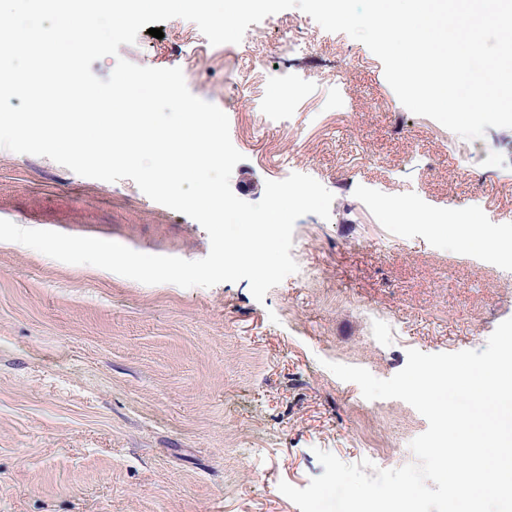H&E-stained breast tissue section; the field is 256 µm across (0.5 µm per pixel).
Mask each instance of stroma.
<instances>
[{
    "instance_id": "35a3bbf8",
    "label": "stroma",
    "mask_w": 512,
    "mask_h": 512,
    "mask_svg": "<svg viewBox=\"0 0 512 512\" xmlns=\"http://www.w3.org/2000/svg\"><path fill=\"white\" fill-rule=\"evenodd\" d=\"M305 25L309 53L282 58L283 31ZM163 38L140 31L117 59L180 68L190 92L224 105L244 156L230 178L255 203L266 181L309 170L333 195L329 219L294 226L298 272L256 300L248 280L212 287L145 285L92 265L0 245V512H300L278 485L323 472L317 450L353 464L367 448H405L428 427L408 403L363 408L359 386L328 363L388 379L407 352L484 350L512 318V270L457 249L451 224H396L395 197L424 210H458L512 240V129L466 140L411 113L381 60L307 14L279 12L248 51L211 45L173 18ZM306 77L291 98L294 126H260L270 99L260 62ZM350 93L330 112L336 71ZM496 157L470 174L463 160ZM0 219L28 229L114 241L137 252L204 258L210 240L192 218L154 202L129 179L80 176L53 160L0 149ZM350 294L337 304L332 285ZM396 323L378 346L362 312Z\"/></svg>"
}]
</instances>
